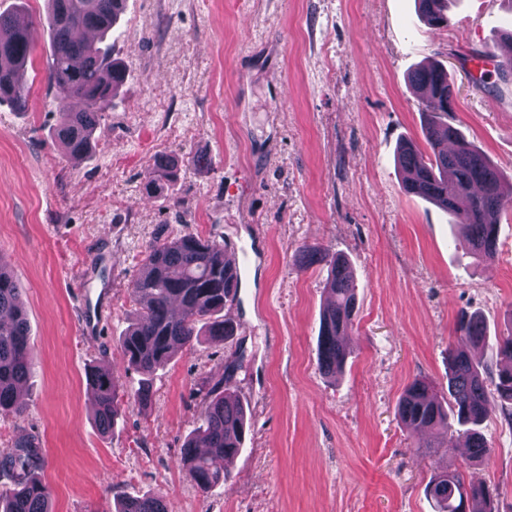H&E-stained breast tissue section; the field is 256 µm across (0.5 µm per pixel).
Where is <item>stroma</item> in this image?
<instances>
[{"mask_svg": "<svg viewBox=\"0 0 512 512\" xmlns=\"http://www.w3.org/2000/svg\"><path fill=\"white\" fill-rule=\"evenodd\" d=\"M34 19L27 108L0 105V256L21 281L36 355L24 418L0 415V460L34 441L54 512H113L123 496H160L168 512H434V471L462 464L465 436L405 429L398 401L413 377L448 386L459 311L491 334L512 322V211L490 262L464 256L447 215L406 193L396 164L421 141L423 99L410 72L437 60L455 85L451 122L512 183V85L476 78V52L498 62L512 26L506 0H450L434 29L416 0H127L112 56L129 77L89 159L53 139L64 93L46 78L45 0H0ZM180 169L150 198L154 158ZM159 181V180H158ZM191 231L252 248L224 315L235 336L201 337L151 378L147 406L108 434L94 422L91 369L120 393L142 375L119 338L146 245ZM350 260L358 301L344 374L317 367L327 268H301L299 246ZM112 283L101 333H78L75 289ZM237 361L231 387L247 412L231 481L200 494L181 464L211 377ZM492 455L470 479L512 512V405L494 402Z\"/></svg>", "mask_w": 512, "mask_h": 512, "instance_id": "stroma-1", "label": "stroma"}]
</instances>
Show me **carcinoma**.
I'll use <instances>...</instances> for the list:
<instances>
[{
	"mask_svg": "<svg viewBox=\"0 0 512 512\" xmlns=\"http://www.w3.org/2000/svg\"><path fill=\"white\" fill-rule=\"evenodd\" d=\"M43 23L48 28L52 51L47 80L70 95L91 101L94 110L74 112L60 103L63 120L54 132L66 157L86 158L93 150L94 132L103 113L112 109V97L126 80V69L112 60V28L124 0H47ZM448 0H417L418 11L436 28L448 25ZM31 22L22 12H0V102L16 109L25 107L27 92L17 75L31 57ZM410 83L425 103L423 136L429 151L413 142L401 143L396 161L404 174L402 187L445 211L453 224L464 229L466 253L488 261L498 254L501 213L512 206L505 196L502 171L477 146L466 141L448 122L454 88L448 71L438 62H427L412 73ZM326 259L315 247L300 248L301 264L312 266ZM238 281L224 251V241L185 232L163 243H152L132 281L130 294L135 318L120 340L128 366L144 375L153 374L179 351L198 340L200 328L211 336L234 335L235 324L218 318L234 301ZM327 290L331 294L322 311L317 347L319 370L334 378L348 358L341 337L352 329L357 313L355 283L348 261L329 260ZM464 346L448 351V405H443L434 386L415 378L400 399L399 416L410 431L446 433L454 425L464 428L468 444L466 465L433 476L426 492L437 512H498V492L467 478L473 463L485 462L491 444L481 431L489 416V397L512 403V327L507 335L489 341L487 326L478 313L462 311L455 322ZM487 347L495 354L498 369L477 362L469 349ZM34 367L27 312L18 279L0 255V412L23 416L21 388ZM89 385L96 395L94 421L107 433L121 408L118 380L110 372L93 369ZM230 378L219 374L203 394L199 424L183 445L182 466L203 493L230 478L219 466L232 460L245 438L247 415L228 389ZM41 456L31 441H20L15 452L0 461V476L10 480L0 488V512H52V489L35 474ZM114 512H168L159 497L117 501Z\"/></svg>",
	"mask_w": 512,
	"mask_h": 512,
	"instance_id": "cac0c4a2",
	"label": "carcinoma"
}]
</instances>
